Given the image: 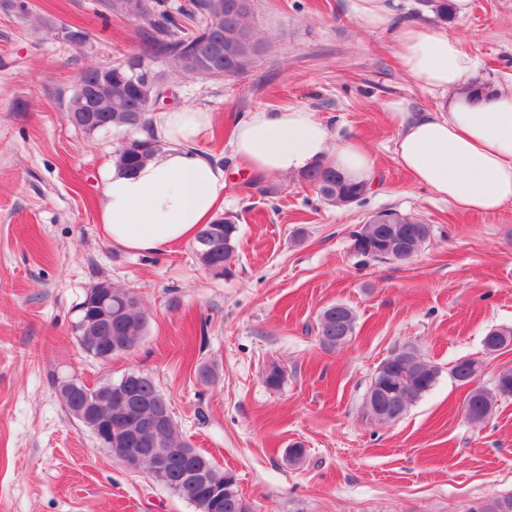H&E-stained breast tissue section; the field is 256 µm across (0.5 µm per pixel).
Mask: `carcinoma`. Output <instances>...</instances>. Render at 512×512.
Wrapping results in <instances>:
<instances>
[{
  "instance_id": "1",
  "label": "carcinoma",
  "mask_w": 512,
  "mask_h": 512,
  "mask_svg": "<svg viewBox=\"0 0 512 512\" xmlns=\"http://www.w3.org/2000/svg\"><path fill=\"white\" fill-rule=\"evenodd\" d=\"M434 18L446 22L452 16L450 0H421ZM113 15L146 25L144 33L149 51L137 54L152 70L156 82L164 80L157 70L160 60L184 76L206 78L240 76L252 67L268 49L267 40L251 24L252 0H187L173 8L168 0H103ZM110 112H71L69 121L92 136L108 129L123 131L112 154L115 163L131 170L148 160L160 147L152 132L150 113L138 108L144 93L129 80L127 70L115 65L112 70ZM317 197L332 206L361 204L371 184L353 181L327 161L315 164L299 174ZM367 244L355 249L361 257L369 251L381 254L404 245L412 254L421 251L431 236V226L416 217L395 210L380 211L362 227ZM237 218H217L198 230L193 250L200 265L216 276H225L239 248ZM73 333L80 351L107 359L114 354L130 353L142 342L149 314L132 290L108 281H98L85 291L76 304ZM356 328V315L344 304L324 307L317 319V341L328 352L346 344ZM512 346V327L490 329L483 337L485 353L492 355ZM390 372L383 386L386 407L404 414L408 407L435 385L439 370L413 348H403L386 359ZM483 361L464 358L452 365L450 373L461 371L476 379L483 372ZM53 383L70 415H75L83 400L75 380ZM99 397L101 424L120 431L124 439L136 435L147 449L141 470L154 481L179 495L184 488L195 487L189 501L197 512H249L230 472L198 452L181 434L175 421L161 425L155 409L166 403L154 380L141 373H130L116 383L93 389ZM499 396H512V368L501 371L494 390L475 387L466 397L464 414L473 425L487 422ZM471 512H512V497L484 500Z\"/></svg>"
}]
</instances>
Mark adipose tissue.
<instances>
[{"label":"adipose tissue","instance_id":"1","mask_svg":"<svg viewBox=\"0 0 512 512\" xmlns=\"http://www.w3.org/2000/svg\"><path fill=\"white\" fill-rule=\"evenodd\" d=\"M400 0H349L357 23L389 34L402 69L421 86L447 93L437 112H415L404 98L384 102L397 131L396 159L411 181L462 213L494 212L512 203V93L481 97L466 88L478 65L457 38L419 23H397ZM212 113L182 107L155 113L160 149L134 173L113 169L98 222L114 246L160 252L194 238L224 206V168L197 150ZM232 153L246 172L295 174L326 160L347 177L371 181L375 161L360 144L332 142L306 109H259L241 118Z\"/></svg>","mask_w":512,"mask_h":512}]
</instances>
